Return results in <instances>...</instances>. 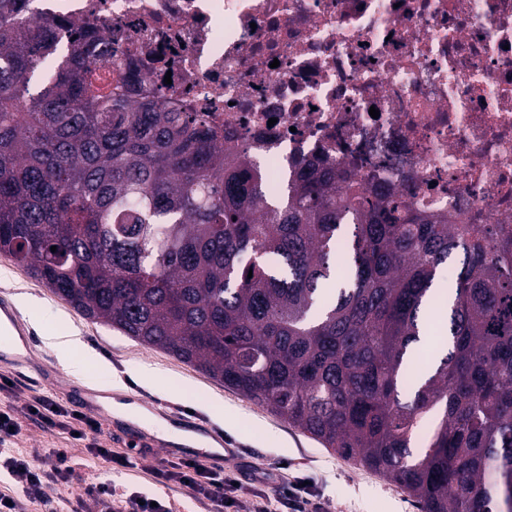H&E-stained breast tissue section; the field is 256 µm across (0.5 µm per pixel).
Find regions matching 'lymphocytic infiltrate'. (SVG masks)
<instances>
[{"label": "lymphocytic infiltrate", "mask_w": 512, "mask_h": 512, "mask_svg": "<svg viewBox=\"0 0 512 512\" xmlns=\"http://www.w3.org/2000/svg\"><path fill=\"white\" fill-rule=\"evenodd\" d=\"M37 422L44 431L60 432L65 436L63 446L50 449V467L31 462L16 451L21 432V419ZM101 423L87 413L57 404L44 395L29 396L22 406L0 410V470L6 471L14 488L0 492V512H27L32 505H48L46 489L49 485H67L79 477L73 463L72 450L83 447L88 456L110 463L113 470L130 469L126 455L112 451L100 440ZM154 481L166 488L185 487L211 512H227L236 502L239 492L249 490L255 499L253 512H321L319 503L313 502L302 478L287 474L254 471L249 487H242L235 474L216 469L193 459L166 461L152 472ZM274 486V495H267L266 486ZM109 503L113 512H171L165 501L145 503L143 495L127 492L112 483H87L82 497L67 501L66 512H88L90 505Z\"/></svg>", "instance_id": "obj_1"}]
</instances>
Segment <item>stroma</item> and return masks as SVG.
Here are the masks:
<instances>
[{
    "label": "stroma",
    "instance_id": "1",
    "mask_svg": "<svg viewBox=\"0 0 512 512\" xmlns=\"http://www.w3.org/2000/svg\"><path fill=\"white\" fill-rule=\"evenodd\" d=\"M0 290L6 292L30 330L29 336L20 340H0V350L15 352L29 346L42 354L47 365L43 378L23 369L8 370L16 387L10 392L0 390V409L22 405L36 392L71 409H81L76 390L86 386L89 379L62 371L55 353L44 344L45 335L69 331L78 332L87 350L97 357L93 378L124 384L120 401L143 408L153 404L171 407L165 414L139 418L99 414L107 445L120 452L138 445L140 457L135 469L117 473L104 460L87 459L84 450H76L75 461L83 479L108 480L170 500L172 512H205V505L187 493L155 485L150 471L166 459L162 447L168 442V430H176L188 439L192 452L206 431L216 430L223 432L225 447L236 449L237 465L252 469L284 466L291 475L307 478L325 512H420L406 492L384 477L322 448L284 419L225 388L194 366L84 318L26 269L2 255ZM144 365L154 369V377L140 375L139 369Z\"/></svg>",
    "mask_w": 512,
    "mask_h": 512
}]
</instances>
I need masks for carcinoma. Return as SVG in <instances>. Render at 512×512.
Instances as JSON below:
<instances>
[{"label": "carcinoma", "mask_w": 512, "mask_h": 512, "mask_svg": "<svg viewBox=\"0 0 512 512\" xmlns=\"http://www.w3.org/2000/svg\"><path fill=\"white\" fill-rule=\"evenodd\" d=\"M22 2L0 0V254L423 512H512V236L312 163L272 186L190 113L92 90L95 33Z\"/></svg>", "instance_id": "obj_1"}]
</instances>
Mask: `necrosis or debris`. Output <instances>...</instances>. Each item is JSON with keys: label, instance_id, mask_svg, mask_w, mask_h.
<instances>
[{"label": "necrosis or debris", "instance_id": "obj_1", "mask_svg": "<svg viewBox=\"0 0 512 512\" xmlns=\"http://www.w3.org/2000/svg\"><path fill=\"white\" fill-rule=\"evenodd\" d=\"M25 12L93 27L113 96L192 113L266 176L309 160L419 213L512 232V0H25Z\"/></svg>", "mask_w": 512, "mask_h": 512}]
</instances>
